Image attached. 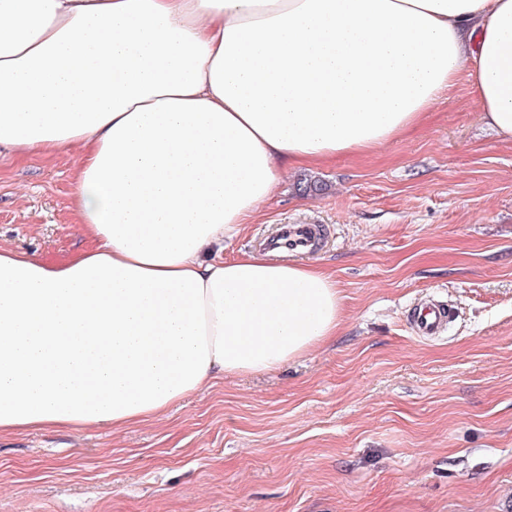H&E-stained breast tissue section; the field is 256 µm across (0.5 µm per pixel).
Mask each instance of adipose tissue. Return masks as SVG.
Returning <instances> with one entry per match:
<instances>
[{
    "instance_id": "obj_1",
    "label": "adipose tissue",
    "mask_w": 512,
    "mask_h": 512,
    "mask_svg": "<svg viewBox=\"0 0 512 512\" xmlns=\"http://www.w3.org/2000/svg\"><path fill=\"white\" fill-rule=\"evenodd\" d=\"M467 73L512 142V0H0V149L77 152L87 246H0V434L115 429L336 336L312 263L227 260L283 165L377 150Z\"/></svg>"
}]
</instances>
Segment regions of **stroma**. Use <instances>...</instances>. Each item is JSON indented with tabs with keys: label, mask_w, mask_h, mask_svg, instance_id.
Wrapping results in <instances>:
<instances>
[{
	"label": "stroma",
	"mask_w": 512,
	"mask_h": 512,
	"mask_svg": "<svg viewBox=\"0 0 512 512\" xmlns=\"http://www.w3.org/2000/svg\"><path fill=\"white\" fill-rule=\"evenodd\" d=\"M76 192L72 154L1 153L0 245L77 254ZM281 224L322 229L336 338L116 432L0 435V512H512V143L467 74L379 150L281 169L225 258ZM447 312L435 303L420 306L414 314V331L420 338L440 336L446 322Z\"/></svg>",
	"instance_id": "stroma-1"
}]
</instances>
